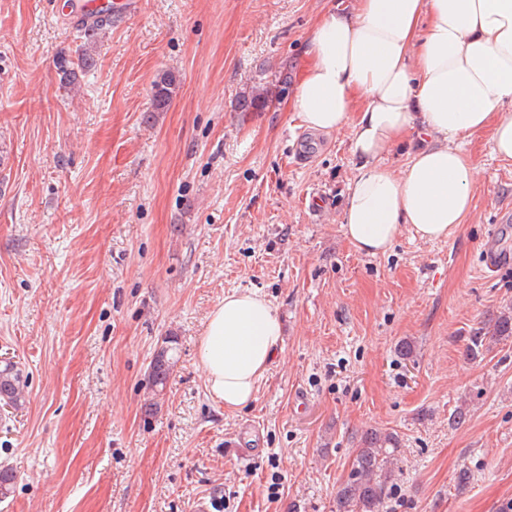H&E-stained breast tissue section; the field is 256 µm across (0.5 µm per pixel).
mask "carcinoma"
<instances>
[{"mask_svg":"<svg viewBox=\"0 0 512 512\" xmlns=\"http://www.w3.org/2000/svg\"><path fill=\"white\" fill-rule=\"evenodd\" d=\"M92 58L82 52L73 59L61 54L57 61L60 82L71 86L78 80V72L88 68ZM176 78L168 73L152 87L153 112L168 110L175 90ZM175 340L166 338L164 345L155 354L149 366V380L156 389L164 390L176 365ZM25 379L20 369L10 360H0V404L18 410L24 406ZM397 440L392 434L370 432L357 449L348 479L336 493V512H384L391 488L393 453Z\"/></svg>","mask_w":512,"mask_h":512,"instance_id":"obj_1","label":"carcinoma"}]
</instances>
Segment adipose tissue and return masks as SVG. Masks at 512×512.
<instances>
[{"label":"adipose tissue","instance_id":"ef3b65f1","mask_svg":"<svg viewBox=\"0 0 512 512\" xmlns=\"http://www.w3.org/2000/svg\"><path fill=\"white\" fill-rule=\"evenodd\" d=\"M287 106L310 132L351 131L341 221L356 250L386 253L405 228L448 239L472 208L474 135L512 161V0H338L308 34ZM404 145L397 172L384 157ZM282 342L270 300L226 292L199 341L211 398L249 405Z\"/></svg>","mask_w":512,"mask_h":512}]
</instances>
